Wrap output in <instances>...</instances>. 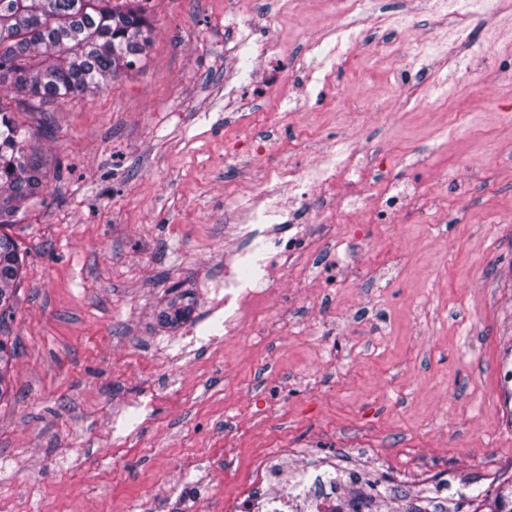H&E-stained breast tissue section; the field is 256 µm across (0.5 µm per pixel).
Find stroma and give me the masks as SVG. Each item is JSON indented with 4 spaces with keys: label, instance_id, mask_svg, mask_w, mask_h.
I'll list each match as a JSON object with an SVG mask.
<instances>
[{
    "label": "stroma",
    "instance_id": "1",
    "mask_svg": "<svg viewBox=\"0 0 512 512\" xmlns=\"http://www.w3.org/2000/svg\"><path fill=\"white\" fill-rule=\"evenodd\" d=\"M363 49L301 59L341 23L328 0H143L137 65L111 86L29 108L9 86L47 187L11 233L25 255L0 402V512H224L258 456L289 480L348 466L385 484L377 512H490L512 484V0L448 21L368 0ZM479 54L448 57L449 26ZM356 153L360 188L392 180L414 212L347 210L324 266L293 267L286 324L227 342L208 282L272 166ZM191 316L157 315L176 287ZM484 500H477V490Z\"/></svg>",
    "mask_w": 512,
    "mask_h": 512
}]
</instances>
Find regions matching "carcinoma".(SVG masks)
Returning <instances> with one entry per match:
<instances>
[{"label":"carcinoma","instance_id":"1","mask_svg":"<svg viewBox=\"0 0 512 512\" xmlns=\"http://www.w3.org/2000/svg\"><path fill=\"white\" fill-rule=\"evenodd\" d=\"M151 28L136 0H0V84L42 102L95 93L145 53ZM26 130L0 98V227L18 223L44 187L41 160L26 151ZM23 255L0 232V399L9 394L15 349L6 329L15 316ZM181 293L159 313L177 325L192 313Z\"/></svg>","mask_w":512,"mask_h":512}]
</instances>
